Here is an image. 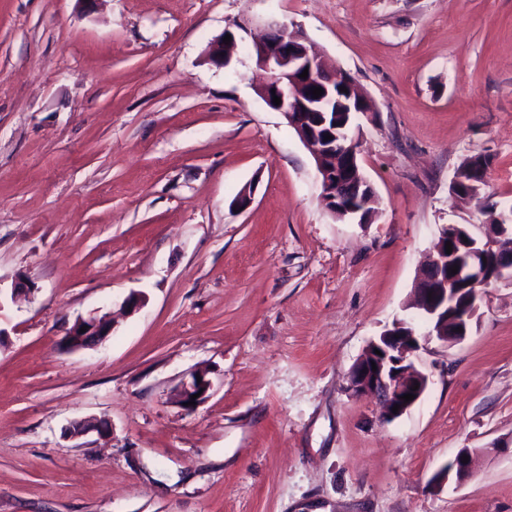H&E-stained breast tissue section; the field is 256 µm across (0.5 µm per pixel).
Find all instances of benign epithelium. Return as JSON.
I'll use <instances>...</instances> for the list:
<instances>
[{
    "instance_id": "7a95c632",
    "label": "benign epithelium",
    "mask_w": 512,
    "mask_h": 512,
    "mask_svg": "<svg viewBox=\"0 0 512 512\" xmlns=\"http://www.w3.org/2000/svg\"><path fill=\"white\" fill-rule=\"evenodd\" d=\"M235 31H226L231 36L230 43H223V37L214 39L207 50L206 57L216 65L230 63L226 52L234 46L237 31L247 27L245 22L233 24ZM253 57L260 69L269 73V79L257 88L258 96L274 111L284 115L288 125L296 132L302 143L310 151L316 165L320 183V201L325 209L332 210V203L339 196L342 179L357 181L358 186L368 190L373 187L361 173L358 153L348 155L342 166H330L325 163L327 149H337L343 140L358 142L355 130V118L348 119L341 126L329 129L332 139L324 143L317 131L306 125L304 115L323 113L328 105L336 100V85L353 84L348 76L329 74L321 60L304 41V36L285 23L273 22L268 26L266 36L254 43ZM308 71L307 78L300 77ZM320 87L323 93L315 98L312 90ZM281 103H273V96ZM448 235L432 246L424 261L422 276L414 287L413 312L410 317L396 319L391 328L385 329L378 337L367 344L363 354L352 367L350 386L356 392L375 396L381 403L382 418L394 421L406 414L424 395L428 388L429 377L410 359L414 353L435 341L442 345L458 343L471 331L477 315L480 289L475 287L479 281L497 282L506 276L512 278V260L500 255L499 245L493 240L481 249L474 245H463L461 249L446 253ZM484 261H479V258ZM458 267L455 274L450 269ZM85 332H80L81 327ZM113 330L108 314L93 312L78 318L66 335V342L72 349L90 347L103 341ZM380 354H375V351ZM418 389H413L414 385ZM213 387L208 372L199 370L182 380L173 390V397L180 404L193 399L202 403ZM414 395V399L404 402L401 396ZM400 405L393 412L394 405ZM91 432L101 437L110 434L111 426L104 420H80L67 428L71 438L83 437ZM470 461L463 462V457ZM474 450L461 449L452 460L440 467L431 478V484L441 487L450 481L461 483L472 475L471 457Z\"/></svg>"
}]
</instances>
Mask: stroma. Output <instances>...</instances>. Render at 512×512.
Returning a JSON list of instances; mask_svg holds the SVG:
<instances>
[{"label": "stroma", "mask_w": 512, "mask_h": 512, "mask_svg": "<svg viewBox=\"0 0 512 512\" xmlns=\"http://www.w3.org/2000/svg\"><path fill=\"white\" fill-rule=\"evenodd\" d=\"M269 19L374 106L371 223L321 204L250 41L207 61ZM475 154L512 199V0H0V512H512V280L419 352L401 418L348 388L442 228L490 223L450 190ZM98 310L111 334L68 349ZM198 368L189 410L170 395ZM91 416L108 437L66 436ZM463 448L472 476L434 488ZM226 35L231 36V40H230L229 44L223 43V38ZM236 38H237V32L235 33L230 30H226V32H224L223 35L214 39L210 43L207 53H206L207 59L216 65L227 66L231 61V58H229V60H228V50L230 49V47H233L235 45ZM221 52H224V55H221Z\"/></svg>", "instance_id": "1"}]
</instances>
